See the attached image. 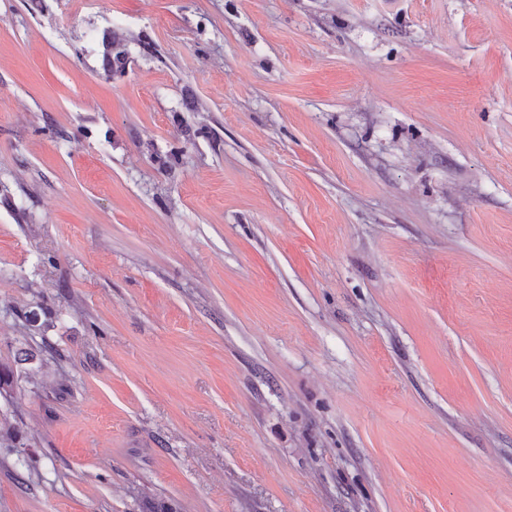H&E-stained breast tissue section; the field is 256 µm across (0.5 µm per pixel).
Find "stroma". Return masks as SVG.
Here are the masks:
<instances>
[{"label":"stroma","mask_w":512,"mask_h":512,"mask_svg":"<svg viewBox=\"0 0 512 512\" xmlns=\"http://www.w3.org/2000/svg\"><path fill=\"white\" fill-rule=\"evenodd\" d=\"M0 364V512H512V0H0Z\"/></svg>","instance_id":"35a3bbf8"}]
</instances>
